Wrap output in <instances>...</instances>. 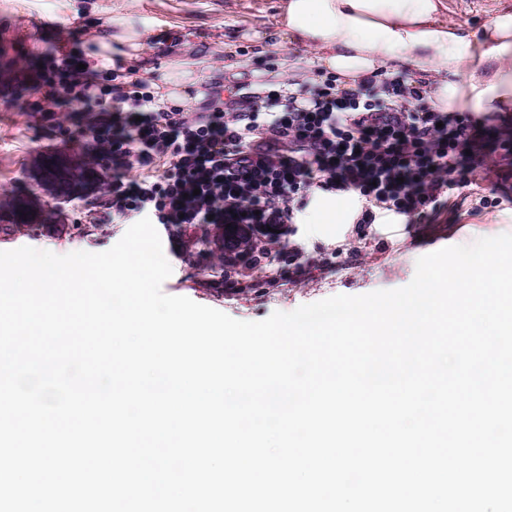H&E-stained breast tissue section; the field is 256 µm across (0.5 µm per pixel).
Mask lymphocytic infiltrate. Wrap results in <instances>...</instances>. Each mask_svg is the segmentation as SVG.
<instances>
[{"label":"lymphocytic infiltrate","instance_id":"obj_1","mask_svg":"<svg viewBox=\"0 0 512 512\" xmlns=\"http://www.w3.org/2000/svg\"><path fill=\"white\" fill-rule=\"evenodd\" d=\"M29 89L25 109L42 124L87 115L80 133L92 163L112 171L97 199L104 213L149 216L179 238L196 233V266L209 277L249 273L299 211L328 194L355 199L357 225L381 214L434 223L484 164L487 115L440 111L404 75L348 89L330 74L303 89L258 75L230 93L215 77L189 112L149 79L125 80L71 49L46 54ZM234 222L248 243L216 265L199 231Z\"/></svg>","mask_w":512,"mask_h":512}]
</instances>
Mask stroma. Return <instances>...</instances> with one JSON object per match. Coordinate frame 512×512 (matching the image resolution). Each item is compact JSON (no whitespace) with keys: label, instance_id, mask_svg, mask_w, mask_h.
<instances>
[{"label":"stroma","instance_id":"stroma-1","mask_svg":"<svg viewBox=\"0 0 512 512\" xmlns=\"http://www.w3.org/2000/svg\"><path fill=\"white\" fill-rule=\"evenodd\" d=\"M283 0H0V29L16 30L21 53L0 59V83L8 75L37 68L49 47L79 41L89 50L98 32L115 31V22L132 18L150 35H168L177 46L159 58L147 48L143 70L162 74L171 64L192 63L198 80L209 79L223 69L225 86L261 74L287 78V57L308 66L311 51L293 45L276 48L281 28ZM28 93L13 86L0 97V202L17 195L34 196L40 188L35 166L56 153L85 157V140L71 122L50 128L24 110ZM497 131L488 135L490 157L476 172L474 190L500 186L501 205L472 215L467 210L445 213L432 224H372L357 231L351 223H323L336 199L324 196L311 201L292 225L288 240L302 253L303 266L289 264L287 253L273 250L269 273H250L235 288L210 285L191 258L180 251L169 230H160L163 252L172 267L162 285L164 293L185 296L194 302L245 321H259L276 311L335 295H362L406 286L415 274L419 257L432 253L438 240L449 245H469L482 237L512 233V158L504 156ZM96 207L77 199L63 212L51 213L48 222L64 225L60 234L18 235L0 240V250L29 246L58 255L74 251L103 252L115 245L126 224L96 225L94 234H80L81 226L95 224Z\"/></svg>","mask_w":512,"mask_h":512}]
</instances>
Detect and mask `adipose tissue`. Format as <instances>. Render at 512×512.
I'll return each mask as SVG.
<instances>
[{
  "label": "adipose tissue",
  "mask_w": 512,
  "mask_h": 512,
  "mask_svg": "<svg viewBox=\"0 0 512 512\" xmlns=\"http://www.w3.org/2000/svg\"><path fill=\"white\" fill-rule=\"evenodd\" d=\"M443 0H286L281 41L311 50L351 88L388 65L425 78L442 111L512 100V5L480 35L443 22Z\"/></svg>",
  "instance_id": "obj_1"
}]
</instances>
